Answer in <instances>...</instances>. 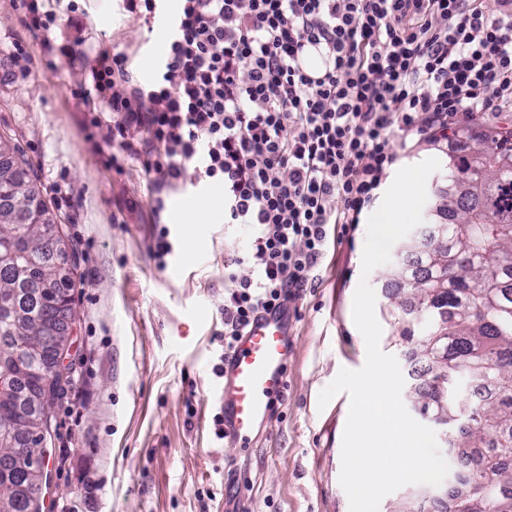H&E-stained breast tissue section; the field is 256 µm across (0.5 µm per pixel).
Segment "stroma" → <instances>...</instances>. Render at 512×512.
I'll use <instances>...</instances> for the list:
<instances>
[{
	"instance_id": "1",
	"label": "stroma",
	"mask_w": 512,
	"mask_h": 512,
	"mask_svg": "<svg viewBox=\"0 0 512 512\" xmlns=\"http://www.w3.org/2000/svg\"><path fill=\"white\" fill-rule=\"evenodd\" d=\"M55 0L49 30L30 33L21 0H0V133L11 137L37 189L76 243L72 269L77 373L55 411L50 484L42 512H349L339 477L347 394L319 408L340 369H360L365 341L352 318L366 224L330 226L311 287L290 306L288 386L250 446L217 434L223 378L224 254L243 250L248 229L211 205L187 223L182 199L163 193L152 219L150 178L140 157L114 155L88 121L85 77L95 51L128 54L136 80L150 82L165 34L124 11L120 0ZM79 40L74 58L47 45ZM398 168L434 157L445 144L397 139ZM170 231L166 267L153 258L159 226ZM387 266L369 284L380 346L413 387L409 346L387 319L394 289Z\"/></svg>"
}]
</instances>
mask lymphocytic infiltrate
I'll return each instance as SVG.
<instances>
[{
	"mask_svg": "<svg viewBox=\"0 0 512 512\" xmlns=\"http://www.w3.org/2000/svg\"><path fill=\"white\" fill-rule=\"evenodd\" d=\"M165 55L147 84L120 52L88 84L105 140L146 155L164 189L220 183L224 221L254 229L227 259L224 349L260 313L284 311L313 280L333 224L357 223L422 132L465 151L451 126L512 112V0H174ZM324 60L309 72L307 49ZM424 126H417V117Z\"/></svg>",
	"mask_w": 512,
	"mask_h": 512,
	"instance_id": "lymphocytic-infiltrate-1",
	"label": "lymphocytic infiltrate"
}]
</instances>
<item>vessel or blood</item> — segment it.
Listing matches in <instances>:
<instances>
[{
    "mask_svg": "<svg viewBox=\"0 0 512 512\" xmlns=\"http://www.w3.org/2000/svg\"><path fill=\"white\" fill-rule=\"evenodd\" d=\"M288 336L284 315L261 314L224 361V432L238 443L265 428L274 400L286 392Z\"/></svg>",
    "mask_w": 512,
    "mask_h": 512,
    "instance_id": "obj_1",
    "label": "vessel or blood"
}]
</instances>
